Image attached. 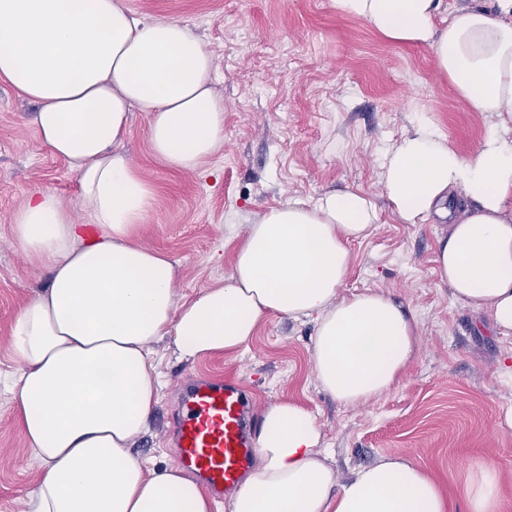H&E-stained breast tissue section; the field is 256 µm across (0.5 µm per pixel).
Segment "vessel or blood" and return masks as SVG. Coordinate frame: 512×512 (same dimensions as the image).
<instances>
[{
  "mask_svg": "<svg viewBox=\"0 0 512 512\" xmlns=\"http://www.w3.org/2000/svg\"><path fill=\"white\" fill-rule=\"evenodd\" d=\"M173 421L179 464L216 496L235 487L255 448L254 406L240 383L187 376Z\"/></svg>",
  "mask_w": 512,
  "mask_h": 512,
  "instance_id": "vessel-or-blood-1",
  "label": "vessel or blood"
}]
</instances>
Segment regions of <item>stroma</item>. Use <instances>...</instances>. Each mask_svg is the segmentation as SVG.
I'll use <instances>...</instances> for the list:
<instances>
[{"mask_svg":"<svg viewBox=\"0 0 512 512\" xmlns=\"http://www.w3.org/2000/svg\"><path fill=\"white\" fill-rule=\"evenodd\" d=\"M125 2L143 17L192 28L215 57L214 85L224 98V141L196 173L156 159L148 114L132 115L127 147L156 187L137 240L179 262L178 298L223 282L248 223L267 207L348 187L374 200L378 221L367 239L351 244L339 295L389 294L415 316L421 337L404 378L360 407L339 405L315 378L310 321L267 317L247 349L194 363L162 340L155 345L159 402L132 453L149 466L174 463L170 410L182 379L234 377L255 408L292 400L311 411L339 479L402 453L440 485L453 512H466V475L488 466L499 475L502 512H512V429L500 425L512 408V385L498 377L512 338L496 335L485 313L454 301L434 262L443 225L433 218L401 223L380 179L384 150L418 118L431 119L466 154L491 117L454 94L431 48L389 42L329 0ZM36 110L0 81V376L19 367L11 345L19 309L47 284L14 237V212L42 186L78 220L87 218L75 174L38 140ZM36 474L0 386V512H25Z\"/></svg>","mask_w":512,"mask_h":512,"instance_id":"stroma-1","label":"stroma"}]
</instances>
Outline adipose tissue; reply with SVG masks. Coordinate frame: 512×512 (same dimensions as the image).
<instances>
[{
    "instance_id": "ef3b65f1",
    "label": "adipose tissue",
    "mask_w": 512,
    "mask_h": 512,
    "mask_svg": "<svg viewBox=\"0 0 512 512\" xmlns=\"http://www.w3.org/2000/svg\"><path fill=\"white\" fill-rule=\"evenodd\" d=\"M384 39L424 45L456 95L496 115L469 155L435 124L415 122L382 157L384 196L406 224L446 220L435 263L463 306L512 336V0L495 11L443 0H330ZM214 57L181 22L148 19L124 0H0V78L38 104L43 147L75 173L88 214L76 223L54 192L31 190L12 216L26 257L48 282L12 328L19 367L8 390L34 461L28 512H212L180 468L144 467L130 452L159 401L155 342L194 361L247 347L269 316L311 319L322 389L355 406L392 388L411 362L417 323L391 297L339 290L350 242L378 220L351 188L289 199L250 223L222 284L177 301L176 263L134 236L156 188L126 148L133 111L147 113L153 154L196 171L224 140ZM313 414L268 406L257 464L230 512H451L440 486L400 454L346 482L323 451ZM468 512H500L494 469H471Z\"/></svg>"
}]
</instances>
